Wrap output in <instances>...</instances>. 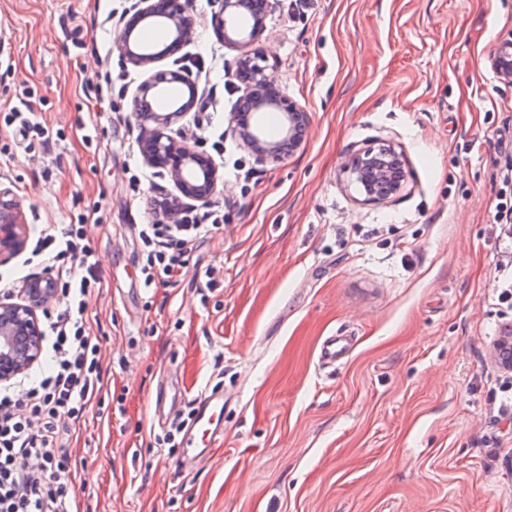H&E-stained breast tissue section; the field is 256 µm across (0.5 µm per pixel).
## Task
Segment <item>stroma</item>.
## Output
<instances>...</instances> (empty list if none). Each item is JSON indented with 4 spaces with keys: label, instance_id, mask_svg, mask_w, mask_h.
I'll return each mask as SVG.
<instances>
[{
    "label": "stroma",
    "instance_id": "1",
    "mask_svg": "<svg viewBox=\"0 0 512 512\" xmlns=\"http://www.w3.org/2000/svg\"><path fill=\"white\" fill-rule=\"evenodd\" d=\"M134 2L0 0V116L33 114L50 134L31 149L0 124V185L30 241L85 221L103 279L87 306L101 399L62 443L81 512H512V390L491 360L512 325L492 219L512 84L488 62L512 0H271L253 46L311 115L279 165L228 134L237 53L214 31L215 0H192L187 49L205 68L190 79L207 100L173 134L223 136L211 202L225 217L164 288L143 286L133 227L178 192L105 80L122 73L128 104L145 78L115 49ZM382 143L410 177L365 204L343 165ZM333 336L350 346L330 365ZM172 377L184 396L160 424ZM212 390L234 394L224 431L183 467L189 412Z\"/></svg>",
    "mask_w": 512,
    "mask_h": 512
}]
</instances>
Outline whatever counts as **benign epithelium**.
Wrapping results in <instances>:
<instances>
[{
  "label": "benign epithelium",
  "mask_w": 512,
  "mask_h": 512,
  "mask_svg": "<svg viewBox=\"0 0 512 512\" xmlns=\"http://www.w3.org/2000/svg\"><path fill=\"white\" fill-rule=\"evenodd\" d=\"M213 14L214 30L224 45L240 51L235 77L243 85V95L231 112L230 131L240 146L261 164H280L304 142L309 128L307 109L286 97L271 79L268 58L252 48L264 29L270 0H259L257 20L250 31L237 26L235 18L249 7L244 0H218ZM164 26L169 34L163 55L180 52L193 37L196 18L191 0H140V6L124 22L116 50L123 60L146 71V78L132 98L140 135L139 150L153 168L167 173L184 197L206 202L217 192L221 175L213 157L176 140L172 126L187 114L195 101L194 87L177 71L154 70L150 65L160 54L140 43L138 28L151 23ZM496 75L512 82V33L501 37L488 55ZM264 112H278L281 132L278 138L265 136L260 123ZM343 171L350 182L361 188L362 202L383 203L407 182L409 172L404 155L393 146L359 149L351 153ZM29 228L22 200L8 187H0V264L21 254L28 243ZM57 297L53 278L38 276L27 281L15 301L0 299V384L23 374L40 358L43 330L39 312ZM495 362L512 370V331L501 336L492 352Z\"/></svg>",
  "instance_id": "1"
}]
</instances>
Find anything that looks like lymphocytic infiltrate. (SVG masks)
I'll use <instances>...</instances> for the list:
<instances>
[{
    "label": "lymphocytic infiltrate",
    "instance_id": "f902f5d3",
    "mask_svg": "<svg viewBox=\"0 0 512 512\" xmlns=\"http://www.w3.org/2000/svg\"><path fill=\"white\" fill-rule=\"evenodd\" d=\"M162 216L136 225L144 287L168 285L187 255L224 222L220 208L165 206ZM498 248L512 254V154L508 155L493 216ZM87 227L47 224L37 253L57 267L60 302L46 317L49 367L31 378L23 398L0 388V512H78L74 474L59 449L83 418L102 379L101 345L91 336L85 300L101 285Z\"/></svg>",
    "mask_w": 512,
    "mask_h": 512
}]
</instances>
